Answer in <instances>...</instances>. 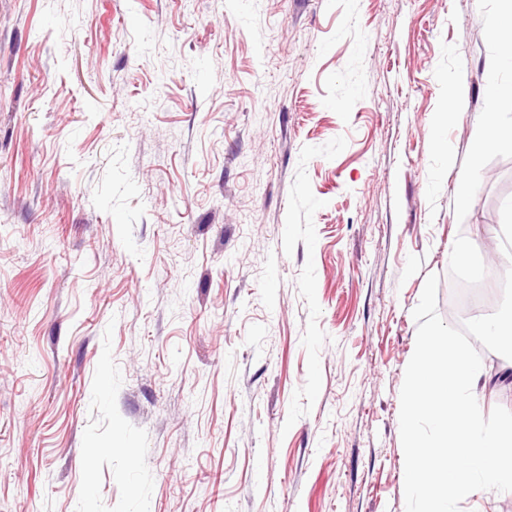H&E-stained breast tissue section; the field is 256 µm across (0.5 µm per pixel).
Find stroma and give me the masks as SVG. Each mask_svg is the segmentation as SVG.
Masks as SVG:
<instances>
[{"mask_svg":"<svg viewBox=\"0 0 512 512\" xmlns=\"http://www.w3.org/2000/svg\"><path fill=\"white\" fill-rule=\"evenodd\" d=\"M497 6L0 0V512H405L412 311L507 253ZM485 79L496 86L495 97L487 104L483 128L478 135V151L470 160V168L477 170L482 164L486 150L512 152V114L499 111V102H512V84H497L493 72H487ZM453 261L458 268L473 280H489L498 276V271L491 266L477 263L471 251L459 248L453 253Z\"/></svg>","mask_w":512,"mask_h":512,"instance_id":"stroma-1","label":"stroma"}]
</instances>
